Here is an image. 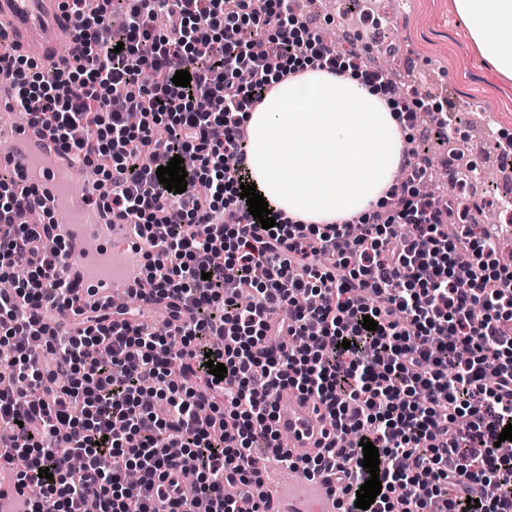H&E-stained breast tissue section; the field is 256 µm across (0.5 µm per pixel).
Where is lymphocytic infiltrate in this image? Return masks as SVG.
I'll return each instance as SVG.
<instances>
[{"mask_svg": "<svg viewBox=\"0 0 512 512\" xmlns=\"http://www.w3.org/2000/svg\"><path fill=\"white\" fill-rule=\"evenodd\" d=\"M63 2L76 21L66 67L41 69L0 33V72L16 110L93 170L96 206L126 220L170 332L154 334L128 306L91 305L63 275L55 224L15 220L44 210L38 184L21 174L0 188V278L29 271L0 293V366L20 382L0 394V424L20 489L40 490L26 512H261L258 446L306 477L334 474L339 512H360L366 442L382 485L367 512H424L439 498L445 512H512V454L496 445L512 424V333L501 330L512 274L486 262L494 243L449 223L408 161L358 237L348 222L280 217L263 228L240 197L249 112L291 75L293 55L341 70L335 44L299 22L292 0H271L266 36L248 43L249 0ZM159 11L176 17L172 34L152 25ZM180 70L189 85L173 83ZM176 156L187 172L177 195L156 175ZM227 210L236 223L220 220ZM462 249L473 258L464 288L453 270ZM47 300L82 316L81 328L48 322ZM286 389L309 396L325 423L324 445L306 457L278 444ZM180 462L197 476L195 496Z\"/></svg>", "mask_w": 512, "mask_h": 512, "instance_id": "lymphocytic-infiltrate-1", "label": "lymphocytic infiltrate"}]
</instances>
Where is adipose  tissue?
Instances as JSON below:
<instances>
[{"label": "adipose tissue", "instance_id": "1", "mask_svg": "<svg viewBox=\"0 0 512 512\" xmlns=\"http://www.w3.org/2000/svg\"><path fill=\"white\" fill-rule=\"evenodd\" d=\"M480 57L512 79V0H454ZM247 119V169L273 209L304 224H338L385 200L403 160L398 108L360 72L292 61Z\"/></svg>", "mask_w": 512, "mask_h": 512}]
</instances>
